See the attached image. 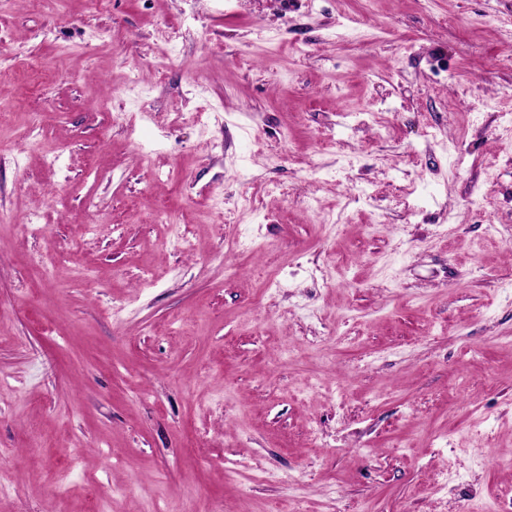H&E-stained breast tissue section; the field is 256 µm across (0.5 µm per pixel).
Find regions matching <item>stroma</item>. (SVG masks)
<instances>
[{"instance_id":"1","label":"stroma","mask_w":512,"mask_h":512,"mask_svg":"<svg viewBox=\"0 0 512 512\" xmlns=\"http://www.w3.org/2000/svg\"><path fill=\"white\" fill-rule=\"evenodd\" d=\"M0 31V512H512V0Z\"/></svg>"}]
</instances>
